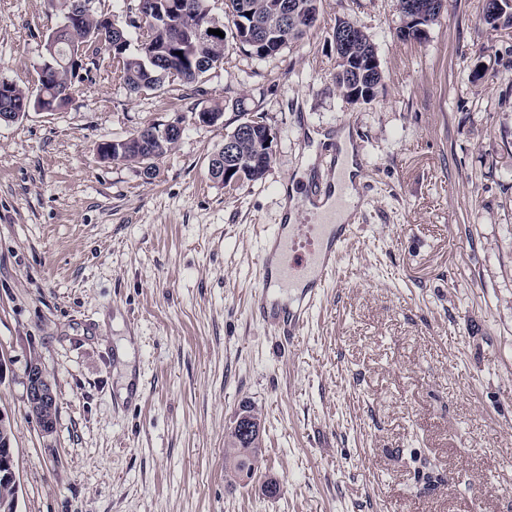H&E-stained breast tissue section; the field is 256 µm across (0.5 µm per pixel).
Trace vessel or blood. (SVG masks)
<instances>
[{
	"label": "vessel or blood",
	"instance_id": "obj_1",
	"mask_svg": "<svg viewBox=\"0 0 512 512\" xmlns=\"http://www.w3.org/2000/svg\"><path fill=\"white\" fill-rule=\"evenodd\" d=\"M325 195L332 197L333 204L323 209L319 200ZM306 202V207L298 212L299 223L275 225L264 238L257 260L259 286L251 297L252 312L274 335L291 343L302 335L337 272L347 244L360 229L358 204L338 196L335 188L312 184ZM340 209L349 212L347 223H337L336 212ZM300 274L306 275L308 284L301 289L296 306H284L271 298L272 287H295V278Z\"/></svg>",
	"mask_w": 512,
	"mask_h": 512
}]
</instances>
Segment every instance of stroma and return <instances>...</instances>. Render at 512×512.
I'll return each mask as SVG.
<instances>
[{
  "instance_id": "1",
  "label": "stroma",
  "mask_w": 512,
  "mask_h": 512,
  "mask_svg": "<svg viewBox=\"0 0 512 512\" xmlns=\"http://www.w3.org/2000/svg\"><path fill=\"white\" fill-rule=\"evenodd\" d=\"M445 0L405 40L396 0H321L304 41L264 60L227 41L201 90L127 91L111 60L73 101L0 124V412L17 512H512V26ZM354 20L384 80L351 103L329 35ZM50 0H0V78L36 87ZM224 119L201 124L212 106ZM276 134L262 180L212 179L243 115ZM178 121L146 178L101 143ZM350 127L362 230L299 346L256 321L260 245L307 129ZM39 359L53 433L26 408ZM264 422L229 483L241 402ZM276 479L280 490L260 486Z\"/></svg>"
}]
</instances>
